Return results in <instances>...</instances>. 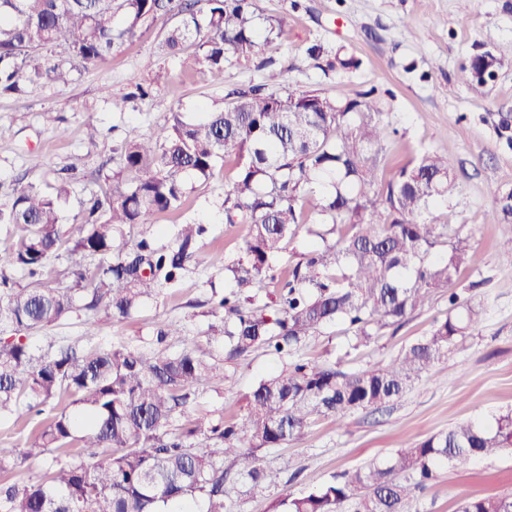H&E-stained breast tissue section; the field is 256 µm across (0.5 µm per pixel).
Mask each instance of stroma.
Returning <instances> with one entry per match:
<instances>
[{"label":"stroma","instance_id":"1","mask_svg":"<svg viewBox=\"0 0 512 512\" xmlns=\"http://www.w3.org/2000/svg\"><path fill=\"white\" fill-rule=\"evenodd\" d=\"M258 5L264 15L287 17L286 34L260 40L249 59L226 65L223 73L204 66L183 70L165 47L176 18L150 19L104 64L75 66L68 85L45 81L0 97V127L6 131L0 138V203L27 183L50 188L58 172L71 167L75 178L62 212L67 225L83 199L104 189L124 140L151 136L175 110L224 109L230 91L262 83L264 62L293 88L341 101L377 89L378 108L391 131L381 162L384 176L428 151L453 159L456 188L430 218L471 238L472 260L461 269L455 289L462 300L480 306L479 322L386 409L354 411L340 425L317 417L302 438L259 449L265 478L256 486L239 478L229 512H268L278 498L306 493L460 420L489 423L512 408V227L500 223L495 205L498 193L512 188V147L500 134L502 117L512 118V57L498 65L484 95L459 79L475 54L512 44V0H258ZM315 45L323 49L316 59L309 54ZM350 56L359 60L358 68L336 66L337 58ZM159 69L169 73L177 93L154 84ZM140 86L148 88V96H137ZM90 124L100 129L99 138L86 137ZM230 176L229 168L219 165L209 179L187 178L184 207L156 219L153 233L160 246L170 244L176 225L195 222L206 228L175 287L146 299L121 321L99 311L95 335H87L72 317L32 337V344L45 350L61 343H122L148 350L159 323H178L207 352L223 358L227 374L222 389L198 390L186 420H240L256 383L278 374L283 363L262 348L233 357L209 340L210 326L221 320L212 316L208 301L226 287L224 271L212 257L220 252L225 261L238 259L245 235L244 225L224 222L221 204ZM447 315L448 296L441 291L401 328H385L365 346L351 348L352 332L339 323L306 339L297 355L345 371L382 366ZM510 493L512 453L506 451L465 470L437 469L405 512H457L465 498Z\"/></svg>","mask_w":512,"mask_h":512}]
</instances>
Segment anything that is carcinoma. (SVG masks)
Masks as SVG:
<instances>
[{
  "mask_svg": "<svg viewBox=\"0 0 512 512\" xmlns=\"http://www.w3.org/2000/svg\"><path fill=\"white\" fill-rule=\"evenodd\" d=\"M166 16L180 17L165 41L174 55L198 42L199 52L181 66L204 64L214 73L252 55L260 35L280 38L288 27L285 17L262 16L257 0H0V96L40 80L66 85L70 69L56 54L99 65L144 20ZM478 62L462 67L460 79L482 94L485 84L473 74ZM232 96L200 120L174 112L154 137L126 141L112 182L83 202L68 229L65 179L51 194L24 185L0 205V226L12 239L0 248V330L11 332L0 338V418L19 423L63 401L72 407L52 415L23 447L0 448V512H192L198 497L205 512H226L238 493L228 475L261 476L256 450L300 438L315 415L340 425L355 410L401 398L479 319L480 311L451 291L448 317L386 365L346 372L294 358L307 337L337 323L352 330V347L363 345L453 283L470 262L469 237L426 215L448 203L454 164L428 151L379 183L388 132L374 88L341 102L287 87L272 72ZM220 160L234 170L224 185V223L246 224L248 234L244 257L232 264L220 253L213 258L232 289L211 314L224 315L220 334L230 355L265 348L285 367L260 380L241 421L212 422L209 445L194 448L199 426L173 423L197 387L221 388L226 375L179 325H159L148 352L67 344L37 353L31 334L101 307L120 321L155 290L177 284L206 228L179 224L167 246L156 245L150 229L157 214L183 208L185 178H208ZM496 208L501 223L512 225V197L499 193ZM303 224L316 244L276 272L274 258ZM135 227L137 240L130 238ZM441 245L445 255L431 258ZM61 254L71 287L43 281ZM10 269L27 274L31 285L15 286ZM266 279L281 282L271 314L248 295ZM171 339L178 350H169ZM508 447L512 411L493 424L461 422L281 498L271 512H403L438 468H466ZM84 448L100 449L104 461L88 462ZM51 452L43 476L16 477L18 461ZM459 512H512V493L466 498Z\"/></svg>",
  "mask_w": 512,
  "mask_h": 512,
  "instance_id": "obj_1",
  "label": "carcinoma"
}]
</instances>
